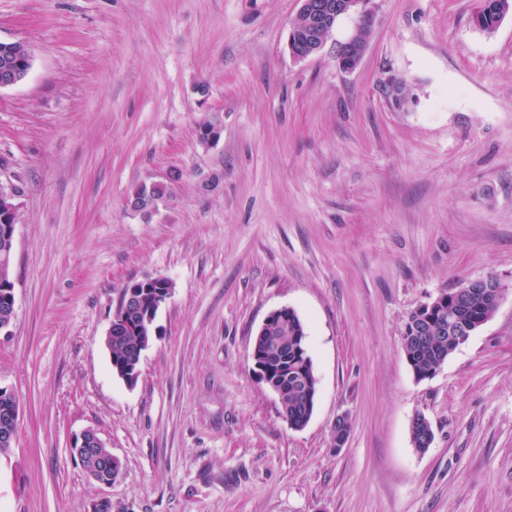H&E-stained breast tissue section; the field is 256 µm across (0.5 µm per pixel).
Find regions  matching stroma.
Segmentation results:
<instances>
[{
    "label": "stroma",
    "instance_id": "1",
    "mask_svg": "<svg viewBox=\"0 0 512 512\" xmlns=\"http://www.w3.org/2000/svg\"><path fill=\"white\" fill-rule=\"evenodd\" d=\"M478 4L370 0L343 72L354 17L298 61L300 0H0V42L32 50L0 89L17 190L0 385L22 407L0 512H512V12L487 32ZM153 183L166 196L130 211ZM490 275L498 310L417 381L410 311ZM146 277L172 292L129 385L104 338ZM282 307L318 381L300 429L251 357ZM87 429L122 463L112 484L74 461ZM0 332L7 330L13 323L16 315V288L15 281L0 279ZM2 318V321H1Z\"/></svg>",
    "mask_w": 512,
    "mask_h": 512
}]
</instances>
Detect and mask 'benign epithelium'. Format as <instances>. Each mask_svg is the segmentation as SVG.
I'll list each match as a JSON object with an SVG mask.
<instances>
[{
	"mask_svg": "<svg viewBox=\"0 0 512 512\" xmlns=\"http://www.w3.org/2000/svg\"><path fill=\"white\" fill-rule=\"evenodd\" d=\"M368 0H301L299 22L293 24L288 33V49L296 60L306 59L318 53L326 37L336 27L338 21L351 14L358 15V23L348 38L337 44L336 62L343 71L353 70L361 61L366 47L367 37L364 29L372 27V16L365 9ZM387 92L395 108L407 106L409 98L403 93L404 82L400 79L389 78L386 82ZM15 225L4 224L0 226V254L3 258L14 255ZM491 298L495 305H500L505 297V288L496 278L481 277L471 279L463 291L457 290L448 294V297L424 304L416 309V317L411 325L422 324L428 320V314L437 308L448 307V325L434 324L430 329L432 333L443 334L454 332L464 336L470 332L467 322L457 319V309L471 297ZM140 301L138 286L122 291L121 297L113 312V317L126 316L128 310ZM16 315V288L15 281L0 279V332L8 329ZM0 401L3 410L0 411V447L9 448L15 438V427L20 416V404L13 391L0 386ZM350 435L349 419L340 416L336 419L334 427V442L336 447H343ZM72 447L84 453L96 448L104 447V442L92 429L83 431L75 437Z\"/></svg>",
	"mask_w": 512,
	"mask_h": 512,
	"instance_id": "obj_1",
	"label": "benign epithelium"
}]
</instances>
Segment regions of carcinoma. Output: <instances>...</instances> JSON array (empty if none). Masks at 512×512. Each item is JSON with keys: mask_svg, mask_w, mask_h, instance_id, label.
I'll list each match as a JSON object with an SVG mask.
<instances>
[{"mask_svg": "<svg viewBox=\"0 0 512 512\" xmlns=\"http://www.w3.org/2000/svg\"><path fill=\"white\" fill-rule=\"evenodd\" d=\"M26 47L22 42H0V68L6 63L24 67ZM167 191L163 184L141 186L133 193L151 205H156ZM495 313L488 301L473 299L462 309L461 316L472 325L486 322ZM157 308L154 300L146 296L139 310L124 319L112 321V370L118 372L140 356L141 350L151 341L154 330L147 324L155 321ZM255 345L257 353L273 370L275 384L282 389L279 396L282 415L294 428L303 427L311 417L316 397L317 379L307 350L305 326L293 309H288L259 330ZM460 345L455 336L436 337L431 334L412 333V328L402 332V348L411 369L425 373L443 357H449Z\"/></svg>", "mask_w": 512, "mask_h": 512, "instance_id": "cac0c4a2", "label": "carcinoma"}]
</instances>
